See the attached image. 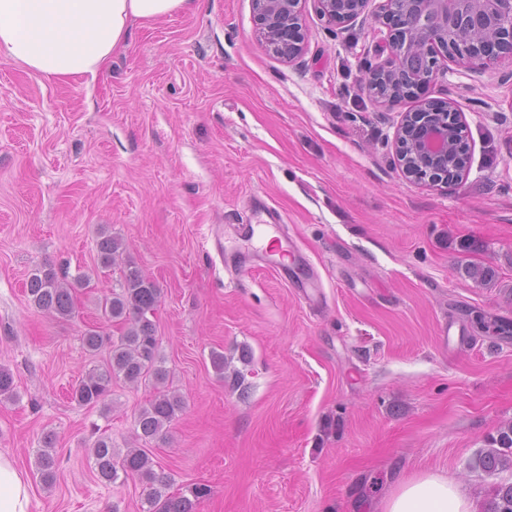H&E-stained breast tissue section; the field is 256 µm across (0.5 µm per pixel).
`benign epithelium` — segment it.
<instances>
[{
  "mask_svg": "<svg viewBox=\"0 0 512 512\" xmlns=\"http://www.w3.org/2000/svg\"><path fill=\"white\" fill-rule=\"evenodd\" d=\"M336 27L366 19L369 0H252L257 37L279 60L291 63L305 47L302 6ZM375 45L380 61L365 66L362 83L378 102L395 107L415 100L395 136L394 163L411 181L454 185L470 162L468 124L452 96L429 97L440 60L479 72L512 61V0H381Z\"/></svg>",
  "mask_w": 512,
  "mask_h": 512,
  "instance_id": "1",
  "label": "benign epithelium"
}]
</instances>
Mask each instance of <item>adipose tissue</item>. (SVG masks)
Masks as SVG:
<instances>
[{"label": "adipose tissue", "mask_w": 512, "mask_h": 512, "mask_svg": "<svg viewBox=\"0 0 512 512\" xmlns=\"http://www.w3.org/2000/svg\"><path fill=\"white\" fill-rule=\"evenodd\" d=\"M194 0H0V56L54 80L96 77L133 22L162 19ZM30 485L0 454V512H29ZM382 512H476L467 492L441 473L402 480Z\"/></svg>", "instance_id": "adipose-tissue-1"}]
</instances>
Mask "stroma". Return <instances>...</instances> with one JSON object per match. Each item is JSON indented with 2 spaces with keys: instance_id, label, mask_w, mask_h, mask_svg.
I'll return each mask as SVG.
<instances>
[{
  "instance_id": "1",
  "label": "stroma",
  "mask_w": 512,
  "mask_h": 512,
  "mask_svg": "<svg viewBox=\"0 0 512 512\" xmlns=\"http://www.w3.org/2000/svg\"><path fill=\"white\" fill-rule=\"evenodd\" d=\"M307 48L280 62L255 36L251 0H197L133 23L96 78L47 80L0 57V454L31 486L29 512H141L135 479L101 482V436L135 444L153 386L112 383L97 405L69 392L94 363L81 338L133 260L160 290L153 314L166 390L184 408L149 444L198 512H379L399 479L440 472L478 512L512 472L468 470L512 421V63L448 62L471 145L465 180H407L394 164L399 109L362 86L372 37L327 27L305 6ZM281 217L314 300L237 248L218 224ZM124 258L100 268L99 231ZM85 273L77 316L37 309L25 283L43 263ZM224 356L216 372L212 353ZM54 434L56 479L36 454Z\"/></svg>"
}]
</instances>
